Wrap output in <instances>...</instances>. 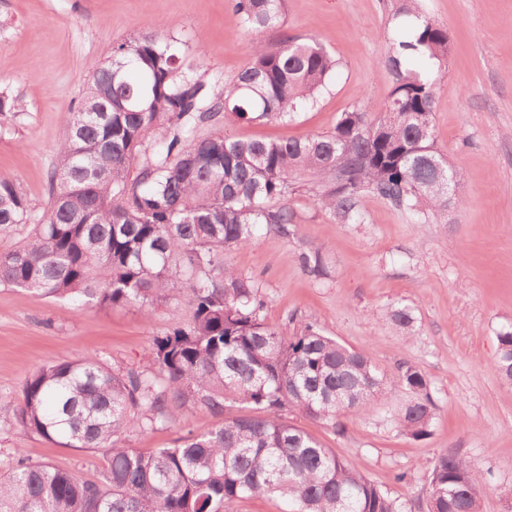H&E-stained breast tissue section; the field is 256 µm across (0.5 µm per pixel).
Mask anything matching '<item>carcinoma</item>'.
I'll return each mask as SVG.
<instances>
[{"instance_id":"1","label":"carcinoma","mask_w":512,"mask_h":512,"mask_svg":"<svg viewBox=\"0 0 512 512\" xmlns=\"http://www.w3.org/2000/svg\"><path fill=\"white\" fill-rule=\"evenodd\" d=\"M284 0H233L253 36L252 61L217 92L179 74L183 61L157 28L112 45L98 61L66 131L50 176L44 219L0 180V231L30 230L0 252V285L43 298H78L99 309L135 304L149 316L174 294L192 295L190 323L154 337L149 355L162 379L115 369L95 357L62 359L24 382L18 404L0 401V421L66 448L105 451L102 476L20 458L0 474V512H227L258 494L281 512H405L336 452L282 418L285 409L329 422L368 414L375 399L399 391L391 420L408 438H427L437 405L416 364L391 383L364 352L311 323L284 333L260 317L258 286L224 264V252L254 243L263 227L294 223L288 198L308 186L342 224H362L367 191L416 224L448 223L453 169L432 139L435 90L447 63L448 27L401 0L395 16L415 21L390 41L387 101L341 113L334 128L305 139L244 140L220 121H290L312 104L336 71L316 43L259 38L283 24ZM85 113H80V110ZM209 130L201 132L203 126ZM71 174V185L59 174ZM395 325L414 323L393 309ZM496 370L512 383V325L497 334ZM240 412L173 448L123 445L129 433L176 420L184 409ZM484 473L457 450L435 461L427 512H483Z\"/></svg>"}]
</instances>
